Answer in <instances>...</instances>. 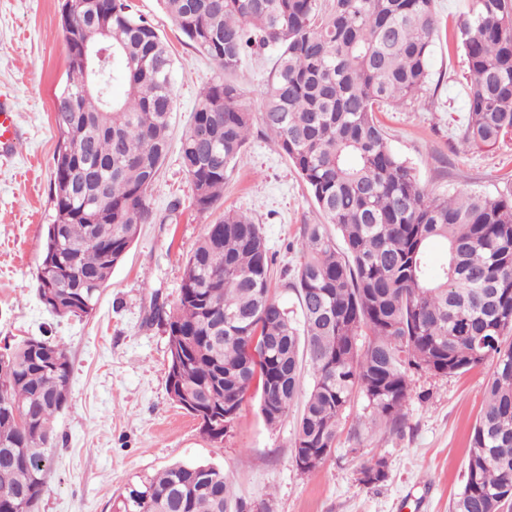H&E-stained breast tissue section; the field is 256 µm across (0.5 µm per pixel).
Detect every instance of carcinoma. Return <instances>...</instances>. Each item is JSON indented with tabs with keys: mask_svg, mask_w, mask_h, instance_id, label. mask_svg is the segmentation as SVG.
<instances>
[{
	"mask_svg": "<svg viewBox=\"0 0 512 512\" xmlns=\"http://www.w3.org/2000/svg\"><path fill=\"white\" fill-rule=\"evenodd\" d=\"M161 2L189 45L228 76L247 55L274 53L261 121L326 220L303 225V262L290 284L299 326L271 295L273 259L261 227L235 210L208 225L187 258L178 303L157 311L168 333L167 391L189 392L196 403L187 413L217 440L242 406L225 401L252 380L264 385L259 410L270 426L302 394L291 458L323 462L354 393L372 423L395 429L411 374L456 375L493 358L464 482L448 512L512 509V192L495 200L467 191L431 196L387 147L375 118L381 106L415 102L425 90L437 32L432 0ZM61 15L68 68L54 101L55 155L83 142L70 166L86 179L72 183L69 169L54 164L56 215L37 282L51 312L59 303L81 317L95 310L139 226L152 219L146 196L168 151L175 63L131 0H62ZM93 24L109 30L112 68L102 74L105 93L81 95L82 31ZM458 30L470 79L462 143L512 140V0H470ZM117 84L125 86L121 96ZM109 103L111 127L101 128ZM252 121L233 81L202 90L180 141L199 212L224 197ZM94 224L112 226V240L88 245ZM435 241L446 249L438 266L429 257ZM245 336L265 338L269 357L247 362ZM70 374L64 348L47 339L0 353V512H34L41 500L47 468L40 464L49 463ZM17 409L27 416L21 426ZM360 474L366 485L384 481L385 457ZM113 507L270 512L237 497L223 470L202 464H173L129 484Z\"/></svg>",
	"mask_w": 512,
	"mask_h": 512,
	"instance_id": "1",
	"label": "carcinoma"
}]
</instances>
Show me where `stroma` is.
<instances>
[{"instance_id":"35a3bbf8","label":"stroma","mask_w":512,"mask_h":512,"mask_svg":"<svg viewBox=\"0 0 512 512\" xmlns=\"http://www.w3.org/2000/svg\"><path fill=\"white\" fill-rule=\"evenodd\" d=\"M60 4L0 0V95L12 97L23 137L20 155L0 162V348L49 335L63 346L71 367L68 401L53 423L56 448L47 492L36 512H113L127 484L176 463L222 469L238 496L254 504L269 501L273 512H448L463 484L493 363L458 375H413L398 430L368 424L366 403L354 395L339 418L335 449L308 474L290 455L301 402L270 427L258 398H248L232 430L215 441L168 394V335L152 312L175 306L185 262L207 224L227 209L251 216L273 257L272 293L293 309L297 300L287 284L302 261L301 229L323 217L273 134L258 121L217 208L197 211L180 139L202 88L221 71L189 46L159 0H134L176 62L170 147L147 194L153 220L141 225L91 316H58L40 301L36 274L55 216L53 102L68 59ZM433 8L441 30L422 98L383 105L377 118L388 147L410 162L433 196L465 189L495 200L512 189V141L492 150L462 144L468 70L462 49L449 45L447 28L463 17L467 3L434 0ZM272 73L267 53L243 61L235 81L249 112H262ZM379 454L387 459L386 480L360 483L361 468Z\"/></svg>"}]
</instances>
